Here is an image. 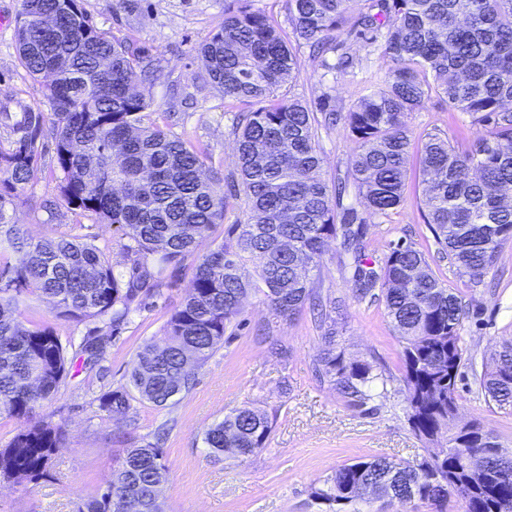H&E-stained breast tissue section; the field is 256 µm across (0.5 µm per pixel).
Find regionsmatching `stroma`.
<instances>
[{
	"mask_svg": "<svg viewBox=\"0 0 512 512\" xmlns=\"http://www.w3.org/2000/svg\"><path fill=\"white\" fill-rule=\"evenodd\" d=\"M92 21L116 36L130 37L145 48L157 70L147 81L151 106L145 123H153L204 149L212 167L228 175L235 168L233 120L245 106L225 98L205 80L198 47L224 21V0H81ZM299 77L290 94L318 109L324 91L332 104L348 111L358 100L356 84L334 85L333 75L314 63L307 47L295 44ZM40 82L21 66L15 31H0V148L16 138L13 124L22 113L42 112L46 119L40 140L44 153L17 202L11 218L34 239L69 233L99 248L117 271L128 272L127 237L101 224L94 215L68 206L56 186L63 173L53 151L57 127ZM407 125L415 142L426 133L457 138L470 131L466 114L434 96L409 113ZM316 141L329 182L347 179L357 144L342 127L318 126ZM422 175L418 157H411L404 200L383 217H370L363 239L369 263L380 265L392 242L406 240L422 251L437 278L461 298L469 310L460 334L468 360L458 382L460 422L483 421L512 449V415L488 404L475 379L488 369L489 352L512 337V239L503 242L497 265L480 285L459 277L438 246L419 209ZM51 200L43 208V200ZM338 244L330 242L315 286L335 301L331 320L336 344L347 356L384 370V394L367 410L348 406L328 380L315 371L322 352L323 328L309 307L290 319L278 317L262 294L248 297L242 313L227 329L224 345L195 374L189 392L167 406L136 404L127 419H115L99 407L102 394L128 381L139 351L162 336L164 326L188 295L197 255L175 268L149 307L132 310L118 333L110 336L94 361L77 354L69 376L41 414L62 430L64 444L53 455L49 473L38 482L0 481V512H75L78 504L103 485L125 449L153 440L165 429L161 445L168 480L161 488L166 512H324L313 491L344 464L374 457L417 464L427 458L423 443L406 415L402 382V346L386 314L381 296L356 298L353 284L342 275ZM16 315L25 325H49L63 341L80 344L92 321L57 318L50 299L22 291ZM265 411L272 424L267 448L246 458L216 454L207 448L204 432L243 408Z\"/></svg>",
	"mask_w": 512,
	"mask_h": 512,
	"instance_id": "stroma-1",
	"label": "stroma"
}]
</instances>
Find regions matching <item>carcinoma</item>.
Listing matches in <instances>:
<instances>
[{
	"mask_svg": "<svg viewBox=\"0 0 512 512\" xmlns=\"http://www.w3.org/2000/svg\"><path fill=\"white\" fill-rule=\"evenodd\" d=\"M294 38L327 65L337 54L336 84L352 81L364 94L346 112L322 93L324 124L340 126L356 140L350 177L359 203L343 202L347 183L324 177L315 141L314 112L279 91L297 79L287 34L253 0H224V23L202 43L206 81L224 97L257 109L233 123L236 172L222 178L208 154L177 134L142 124L151 104L139 81L154 74L151 56L96 27L79 0H24L16 24L22 67L43 82L57 127L56 161L61 198L123 231L132 244L131 274L115 271L97 247L62 235L34 240L7 221L16 206L11 191L26 184L42 155L38 137L44 115L24 112L20 137L0 151V238L17 254L3 273L17 283L0 287V411L21 427L0 450V475L33 481L47 474L62 436L36 409L68 374L67 346L50 326L29 328L10 308L23 287L53 302L57 317L99 320L120 329L143 299L159 294L166 272L194 252L224 223L228 199L244 195L247 219L231 225L224 241L199 258L184 303L164 334L144 345L126 385L102 394L100 408L125 418L133 410L129 390L165 406L190 391L195 373L222 346L227 326L244 300L261 292L276 314L289 319L306 302L325 307L309 272L320 266L330 241L339 242L343 268L364 297L381 287L387 316L402 344L408 421L430 445L443 437L447 451L417 465L372 458L346 464L313 492L328 507L352 505L362 489L373 499L401 505L426 503L448 512H512V451L495 431L474 420L456 421L452 408L467 347L460 330L461 299L433 273L413 245L394 244L381 273L366 262L367 217L386 216L403 201L411 149L405 117L437 95L470 118L464 143L430 133L420 154L419 205L439 245L459 275L474 285L495 267L502 243L512 238V0H284ZM348 35L387 58L382 71L343 51L336 33ZM256 280L242 274L246 265ZM319 372L353 407L374 399L385 382L370 362L336 351L326 330ZM105 335L93 331L80 344L99 356ZM491 369L479 377L488 401L512 410V338L490 351ZM268 416L243 409L205 431L215 453L248 457L267 447ZM167 480L158 444L125 449L105 488L77 512H162Z\"/></svg>",
	"mask_w": 512,
	"mask_h": 512,
	"instance_id": "obj_1",
	"label": "carcinoma"
}]
</instances>
